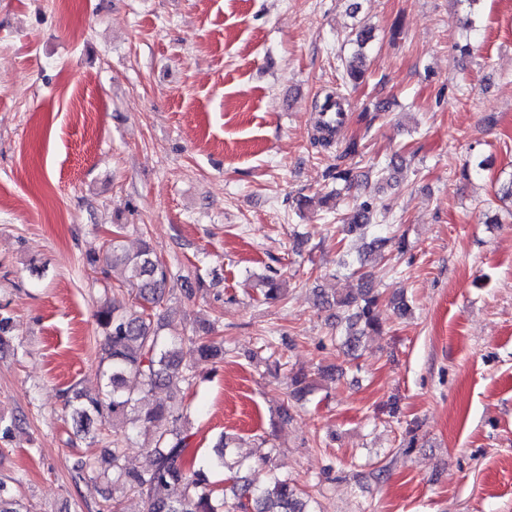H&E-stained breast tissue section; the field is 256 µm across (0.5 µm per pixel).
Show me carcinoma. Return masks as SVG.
I'll return each instance as SVG.
<instances>
[{"label": "carcinoma", "instance_id": "1", "mask_svg": "<svg viewBox=\"0 0 512 512\" xmlns=\"http://www.w3.org/2000/svg\"><path fill=\"white\" fill-rule=\"evenodd\" d=\"M327 176L336 183L331 196L353 186L349 168L331 167ZM372 217L370 203L363 201L342 232L363 234ZM126 229L125 224L112 225L105 253H89L84 259L86 266L103 275L104 290L112 291L95 312L103 335V384L94 394L74 387L64 394L78 431L90 439H95L105 424L116 421L125 424L132 435L147 436L151 464L145 470L126 465L124 446L118 439L112 440V447L99 449L94 461L96 479L112 484L114 493L107 510L126 512L122 497L131 494L142 502V512H310L297 484L273 468L262 487L237 476L223 494H217L210 474L229 467L228 457L237 447V438L220 434L213 453L198 460L188 452L190 434L184 429L187 414L182 404L149 401L159 388L177 390L192 385L195 374L184 364L185 348H192L203 360L219 363L224 360V346L206 338L214 330L206 319L196 321L189 330L169 328L164 302L171 271L146 241L138 250H128ZM257 281L264 300L284 299L283 280L264 274ZM318 302L344 315L341 348L348 355L358 350L364 336L381 331L377 316L380 294L368 273L361 274L354 291L337 293L332 299L320 294ZM290 388L292 397L302 400L313 392L314 384L306 374L295 373Z\"/></svg>", "mask_w": 512, "mask_h": 512}]
</instances>
